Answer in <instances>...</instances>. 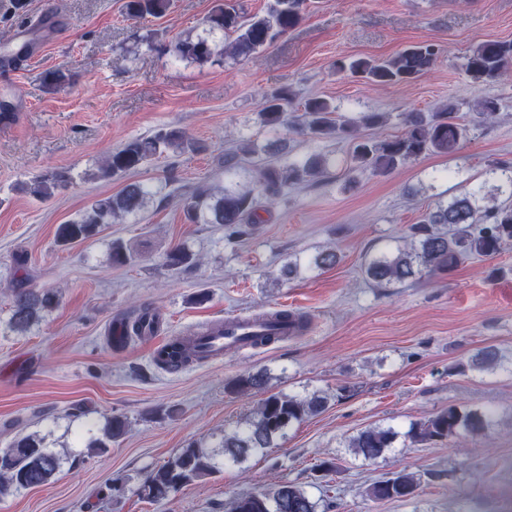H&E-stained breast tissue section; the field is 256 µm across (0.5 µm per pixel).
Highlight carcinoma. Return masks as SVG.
Segmentation results:
<instances>
[{
	"label": "carcinoma",
	"instance_id": "cac0c4a2",
	"mask_svg": "<svg viewBox=\"0 0 512 512\" xmlns=\"http://www.w3.org/2000/svg\"><path fill=\"white\" fill-rule=\"evenodd\" d=\"M305 0H272L263 14L245 16L232 0H217L203 21V34L186 39L177 47L180 58L196 63L216 62L224 58L250 60L272 41L297 27L302 20ZM170 7V0H126L125 12L132 19L161 18ZM439 47L432 42L410 45L388 59L349 58L336 60V70L380 87L412 82L436 65ZM467 76L478 87L504 80L512 75V41L488 40L474 46L462 63ZM42 81L52 90L63 88L70 75L63 68L45 72ZM292 93L282 89L267 96L263 103L262 124L276 128L288 121V105ZM471 110L485 123L496 120L499 112L494 98H477ZM300 130L314 140L345 139L351 142V161L361 169L386 174L410 159L423 155L457 152L468 139V128L460 121L459 107L444 106L430 116L420 112L403 114L404 132L387 140H376L364 130L374 128L387 118L385 112H363L356 119L337 115L336 105L321 97L308 98L302 103ZM199 150L196 142L178 128H161L154 133L131 139L109 153L93 173L97 179L121 178L141 168L149 161L169 155L180 156ZM290 149L285 139L270 141L262 146L250 138H242L236 151L224 154V171L234 170L244 157L255 158L253 186L243 190L222 187L214 190L203 184L183 198L186 218L194 224H222L229 242L251 234L253 225L262 223L260 211L288 198V188L309 186L329 174L332 163L326 157L312 155L301 162L288 160ZM74 181L65 169L53 170L25 186V191L37 199H48L67 190ZM169 182L157 184L134 181L115 195L93 200L76 220L61 224L56 230V243L62 247L86 241L99 233L104 224H116L141 215L150 204L165 199ZM512 242V203L500 202L496 196L483 193V188L465 192L437 205L423 219L410 227L402 245L369 258L363 273L376 286L387 288L408 279L432 277L453 272L460 264L475 258L492 260L503 246ZM112 264L126 266L135 255L119 240L110 246ZM164 264L171 270L184 271L196 265L195 256L183 245L172 248ZM59 301L53 288H15L7 320L8 329L24 335L37 324L42 315L52 311ZM259 318L282 321L293 334L302 332L307 320L288 310L261 314ZM151 326L148 312L142 311L122 323L121 338L141 336ZM198 335L186 336L174 343V357L166 364L178 369L199 360ZM502 357L492 346L483 347L466 362L460 371L485 372L496 368ZM267 387L261 372L242 374L230 388L236 392L260 391ZM328 397L313 393L305 398L283 393H270L263 398L254 417L237 429L224 434L221 450L202 448L190 443L164 464L145 475L139 494L158 502L199 480L219 473L228 463H240L249 455L274 447V442L286 434L288 427L326 410ZM489 410L444 409L422 423L411 425L406 436L413 443L454 439L463 443L467 438L484 432L492 423ZM128 430L127 419L112 416L100 436L90 435L86 443L89 454H103L112 441ZM397 432L391 427L375 426L352 438L349 447L364 461L374 463L392 447ZM69 460L47 445L46 437L30 433L18 437L8 453L0 451V500L21 490L45 485ZM419 486L415 474L400 470L375 482L370 495L376 500H400L414 494ZM249 507L243 509L232 499L225 512H317V504L301 487L283 482L261 493L246 495Z\"/></svg>",
	"mask_w": 512,
	"mask_h": 512
}]
</instances>
